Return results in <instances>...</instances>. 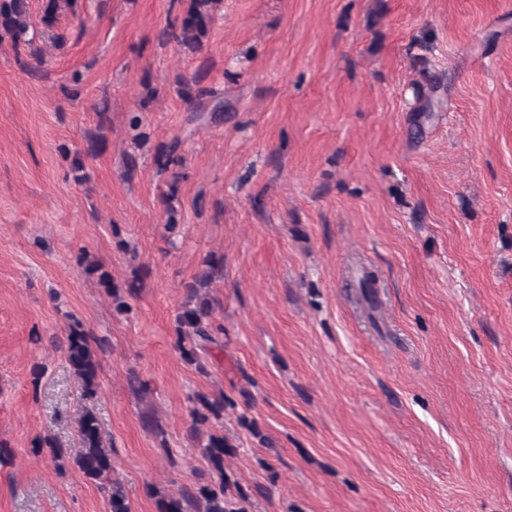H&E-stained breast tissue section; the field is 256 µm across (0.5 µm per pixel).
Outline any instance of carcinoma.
<instances>
[{
    "label": "carcinoma",
    "mask_w": 512,
    "mask_h": 512,
    "mask_svg": "<svg viewBox=\"0 0 512 512\" xmlns=\"http://www.w3.org/2000/svg\"><path fill=\"white\" fill-rule=\"evenodd\" d=\"M213 0H190L187 10L180 19L179 26L165 31L162 37L165 41H175L182 48L191 52L200 50L203 38L206 36L212 17L210 13ZM77 0H42L41 22L51 28L63 13H75ZM32 26L28 0H0V42L9 39L14 47L20 44H31L26 39ZM182 95L192 102L194 111L205 109V100L217 105L222 101L213 89H199L194 93L187 90ZM178 142L160 143L155 148L154 162L159 171L165 172L173 166L182 164V157L177 154ZM209 268L200 280L189 286L187 301L176 315V330L179 336L180 348L186 363L195 366L200 373L206 372V365L199 356V350L209 344L217 343L214 333L223 328L214 324L213 307L208 297L200 293V288L210 279L212 271L218 268L219 262L213 258L204 260ZM85 271L98 274V282L106 292L115 297L118 308L126 304L117 296V290L112 288V276L99 263L86 265ZM98 339L92 330L75 322L69 327L66 353L75 376L80 380L83 396L91 397L97 387L96 379L101 364L94 350ZM234 405L224 393L211 394L198 392L194 398L195 438H201L203 432L198 425L207 422L218 424L224 421V409ZM78 448L73 461L79 470L89 479L99 482V487L109 500L111 512H131L130 503L121 488L110 480L112 459L107 448L97 417L91 410L84 412L77 430ZM235 448L222 434H206L203 446V456L210 467L216 472L218 481L214 487H203L199 493L183 492L178 497L162 498L158 502L159 512H187V505H195L197 512H247L243 504L248 502V495L238 484L229 480L224 473V457L234 454Z\"/></svg>",
    "instance_id": "1"
}]
</instances>
